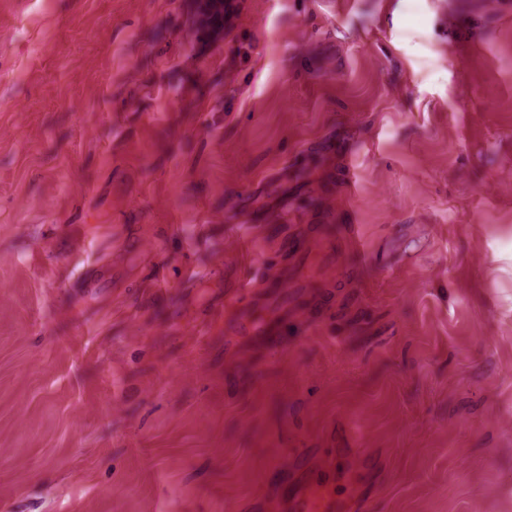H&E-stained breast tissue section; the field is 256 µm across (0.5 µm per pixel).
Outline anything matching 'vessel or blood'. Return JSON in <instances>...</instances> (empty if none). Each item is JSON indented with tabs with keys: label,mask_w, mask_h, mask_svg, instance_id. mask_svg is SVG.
<instances>
[{
	"label": "vessel or blood",
	"mask_w": 512,
	"mask_h": 512,
	"mask_svg": "<svg viewBox=\"0 0 512 512\" xmlns=\"http://www.w3.org/2000/svg\"><path fill=\"white\" fill-rule=\"evenodd\" d=\"M237 335L265 342L269 349L280 345V327L259 316L240 314L234 325ZM322 468L301 480L284 479L281 496L288 512H358L359 502L353 491L369 478L367 452L357 439L345 447L324 448Z\"/></svg>",
	"instance_id": "1"
}]
</instances>
